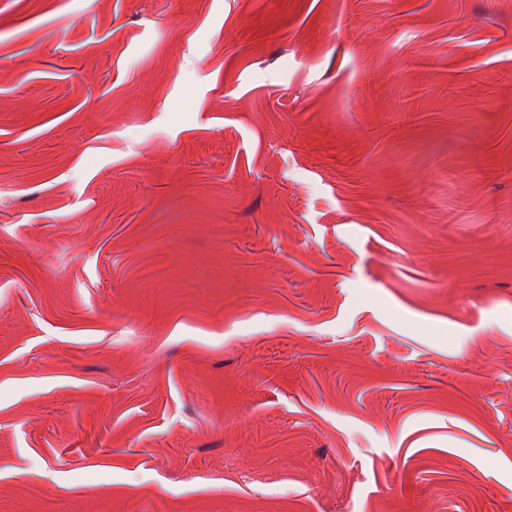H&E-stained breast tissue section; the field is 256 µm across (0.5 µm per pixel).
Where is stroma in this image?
<instances>
[{"instance_id": "stroma-1", "label": "stroma", "mask_w": 512, "mask_h": 512, "mask_svg": "<svg viewBox=\"0 0 512 512\" xmlns=\"http://www.w3.org/2000/svg\"><path fill=\"white\" fill-rule=\"evenodd\" d=\"M0 512H512V0H0Z\"/></svg>"}]
</instances>
